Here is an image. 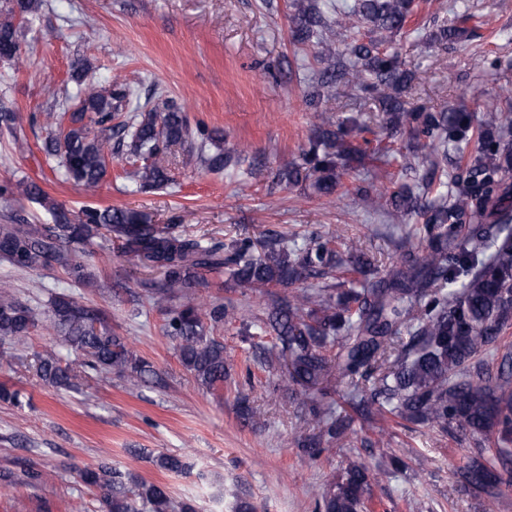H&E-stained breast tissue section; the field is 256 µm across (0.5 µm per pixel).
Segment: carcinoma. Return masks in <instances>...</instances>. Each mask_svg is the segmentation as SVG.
Instances as JSON below:
<instances>
[{"mask_svg": "<svg viewBox=\"0 0 512 512\" xmlns=\"http://www.w3.org/2000/svg\"><path fill=\"white\" fill-rule=\"evenodd\" d=\"M413 3L354 0L341 10L331 0H293L290 15L291 38L299 45L326 44L333 12L341 15L336 25L349 32V63L336 60L330 47L315 54L321 69L305 103L344 78L351 95L378 102L386 137L367 138L375 131L360 113L329 121L315 131L301 162L289 163L278 179L289 186L305 180L331 204L343 176L374 164L396 167L390 185L354 188L369 213L418 218L390 236L394 258L384 271L358 237L313 232L299 243L277 233L254 238L244 232L224 243L205 242L178 224L160 227L122 209L86 206L75 212L54 203L48 205L50 224H0V260L28 270L54 266L86 284L92 279L88 248L99 239L114 242L124 256L161 270V282L142 287L186 298L164 311V330L201 386L213 389L228 376L224 344L212 336L228 318L275 337L258 361L268 368L285 362L286 390H304V421L313 433L298 436L296 444L306 460H316L323 445L355 434V425L389 416L443 435L459 430L470 448L458 482L494 502L500 485L512 479V351L500 353L501 335L512 325V185L504 179L512 171V89L489 97L478 116L462 107L431 112L407 105L400 93L412 75L388 44L407 28ZM39 7L40 0L0 6V60L23 55L18 30ZM473 18L467 13L460 25L437 27L435 41L471 34L467 23ZM72 69L82 86L80 106L45 113L42 149L85 189H95L108 172L110 137L140 162L130 177L145 189L169 182L170 145L184 147L185 163L212 171L245 161V150L224 147L220 130L192 126L167 100L118 120L126 90H99L86 59ZM397 134L405 138L399 151L391 147ZM450 155L463 161L451 177ZM410 170L419 173L412 183L403 180ZM17 193L46 200L36 184L0 182L1 198ZM198 269L222 273L241 287L283 291L272 294L266 319L258 324L226 305L195 301L196 289L205 285ZM309 278L322 284L294 287ZM40 326L82 355L77 370L61 366L53 347L37 355L36 373L52 386L74 388L92 372L112 370L132 381L149 372V363L112 332L101 309L56 296L41 310L0 290V343L23 342ZM333 377L338 384L367 382L341 412L325 402ZM155 464L175 474L189 469L166 454L156 456ZM79 477L98 490L102 512H140V504L149 512H194L166 487L124 478L108 463ZM373 482V472L351 463L314 492L315 506L320 512H366Z\"/></svg>", "mask_w": 512, "mask_h": 512, "instance_id": "carcinoma-1", "label": "carcinoma"}]
</instances>
